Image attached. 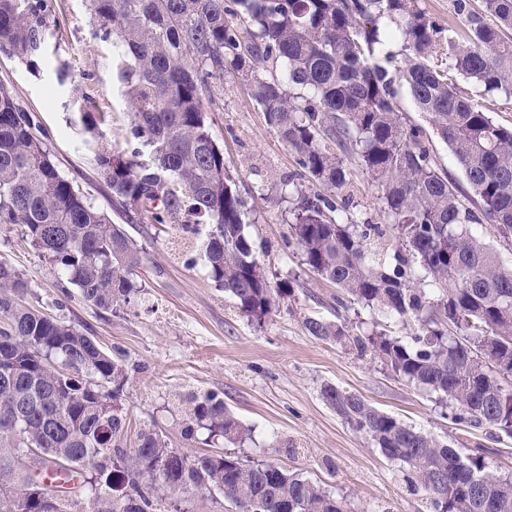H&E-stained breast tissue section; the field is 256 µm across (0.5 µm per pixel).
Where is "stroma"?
Wrapping results in <instances>:
<instances>
[{
    "label": "stroma",
    "instance_id": "1",
    "mask_svg": "<svg viewBox=\"0 0 512 512\" xmlns=\"http://www.w3.org/2000/svg\"><path fill=\"white\" fill-rule=\"evenodd\" d=\"M52 16L47 67L33 73L0 53V83L37 113L58 171L112 223L124 225L142 248L138 291L115 310L93 306L16 225H0V262L24 274L30 303L122 355L129 375L121 396L129 419L125 448L135 446L140 430L155 427L166 433L172 448L187 454L218 451L303 474L343 497L349 512H426L424 500L407 491L398 465L324 402L323 387L333 385L432 433L461 454L483 452L493 471L512 475V439L500 441L486 430L454 424L433 396L397 379L377 361L306 332L308 317L346 323L353 333L362 320L380 322L396 337L407 336L410 328L356 305L337 307L336 286L310 272L300 253L285 248L288 204L277 188L296 172L295 157L265 123L243 82L230 75L212 81L204 108L250 211L245 233L262 249L269 273L293 280L292 297L263 325H253L209 279L202 240L183 247L181 230L161 232L130 222L116 210L96 166L99 151L128 146L130 116L112 72V42L91 18L87 0H52ZM62 67L68 70L63 80L58 77ZM89 101L104 115L99 138L81 122L80 111ZM399 108L407 124L422 129L436 162L463 180L456 157L434 138L408 91H401ZM344 165L353 182L354 217L382 221L376 184L355 158H345ZM192 393L218 394L251 429V440L208 445L202 429L184 438L182 399Z\"/></svg>",
    "mask_w": 512,
    "mask_h": 512
}]
</instances>
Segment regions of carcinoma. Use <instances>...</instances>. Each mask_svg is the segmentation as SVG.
I'll return each mask as SVG.
<instances>
[{"label": "carcinoma", "instance_id": "1", "mask_svg": "<svg viewBox=\"0 0 512 512\" xmlns=\"http://www.w3.org/2000/svg\"><path fill=\"white\" fill-rule=\"evenodd\" d=\"M462 33L439 27L421 0H88L115 48L113 69L139 146L102 150L98 175L112 204L138 224L208 226L210 279L240 315L260 324L291 295L244 233L248 211L218 144L204 95L231 73L294 154L281 183L292 216L285 245L339 290L337 305L412 325L349 334L307 318V333L370 354L410 386L437 396L454 423L512 436V268L471 225L512 240V129L456 81L512 98V0H453ZM50 0H0V52L36 71L50 37ZM448 35H443V32ZM400 44L398 52L387 42ZM406 87L468 184L440 169L422 130L403 121ZM148 153H143V149ZM377 183L384 224L349 217L343 157ZM327 193H308L297 180ZM0 224L17 225L103 310L130 301L142 250L60 174L35 113L0 84ZM24 276L0 263V512H181L182 498L217 492L233 512H348L300 473L224 453L188 455L164 432L117 445L127 414L123 359L75 327L26 304ZM325 402L380 453L429 512H512V478L483 454L462 457L431 434L327 385ZM185 433L244 441L250 429L214 393L188 398ZM68 465L91 486L85 500L44 483L22 495L15 459ZM163 463L159 490L140 480Z\"/></svg>", "mask_w": 512, "mask_h": 512}]
</instances>
